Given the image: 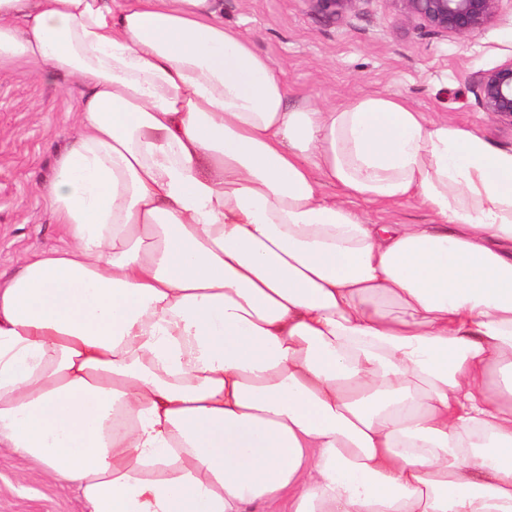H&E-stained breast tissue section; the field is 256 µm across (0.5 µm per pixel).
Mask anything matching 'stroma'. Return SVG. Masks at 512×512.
Instances as JSON below:
<instances>
[{"label":"stroma","instance_id":"1","mask_svg":"<svg viewBox=\"0 0 512 512\" xmlns=\"http://www.w3.org/2000/svg\"><path fill=\"white\" fill-rule=\"evenodd\" d=\"M224 22L267 56L290 100L341 105L365 94H393L414 110L452 126L475 128L512 149V122L479 105L475 79L512 60V0L496 20L466 37L435 33L402 14L392 0H358L331 16L311 0H221ZM76 97L26 65L0 79V275L21 256L62 244L37 191L55 167L75 120ZM0 512H84L33 461L0 447Z\"/></svg>","mask_w":512,"mask_h":512}]
</instances>
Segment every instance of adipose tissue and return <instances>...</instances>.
Wrapping results in <instances>:
<instances>
[{"label":"adipose tissue","instance_id":"obj_1","mask_svg":"<svg viewBox=\"0 0 512 512\" xmlns=\"http://www.w3.org/2000/svg\"><path fill=\"white\" fill-rule=\"evenodd\" d=\"M218 12L0 0V73L80 90L66 245L0 280V447L85 512H512V150L289 101ZM353 206L365 211L373 224H431L430 213L418 203L412 201L401 207L354 202Z\"/></svg>","mask_w":512,"mask_h":512}]
</instances>
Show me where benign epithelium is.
I'll list each match as a JSON object with an SVG mask.
<instances>
[{
  "instance_id": "1",
  "label": "benign epithelium",
  "mask_w": 512,
  "mask_h": 512,
  "mask_svg": "<svg viewBox=\"0 0 512 512\" xmlns=\"http://www.w3.org/2000/svg\"><path fill=\"white\" fill-rule=\"evenodd\" d=\"M320 9L343 14L357 0H310ZM410 18L437 33L467 36L492 24L502 0H391ZM477 98L484 112L512 121V60L483 72L476 79Z\"/></svg>"
}]
</instances>
